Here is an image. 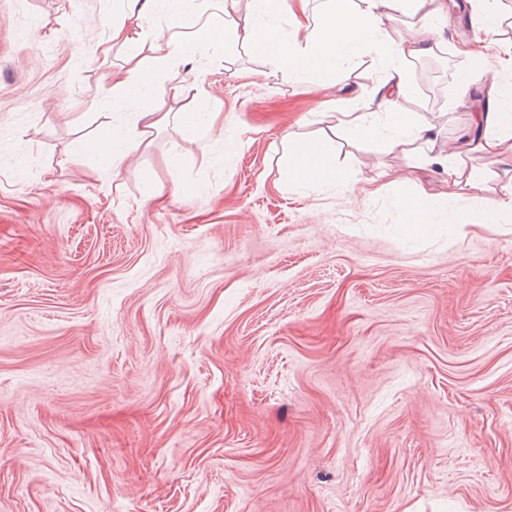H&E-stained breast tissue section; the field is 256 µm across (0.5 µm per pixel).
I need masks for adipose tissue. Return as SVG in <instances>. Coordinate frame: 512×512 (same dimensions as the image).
I'll use <instances>...</instances> for the list:
<instances>
[{"label":"adipose tissue","mask_w":512,"mask_h":512,"mask_svg":"<svg viewBox=\"0 0 512 512\" xmlns=\"http://www.w3.org/2000/svg\"><path fill=\"white\" fill-rule=\"evenodd\" d=\"M242 0H129L138 15L163 14L167 17L166 31L152 33L149 56H142L137 40L128 28L112 25L102 52L112 46L128 47L125 93L112 102L114 110L126 108L137 101L139 124L130 131L109 129L112 148L102 154L104 162L120 166L130 156L133 147L150 143L152 136L170 122H177L185 135H195L202 121H216V114H203L199 108L185 112H165L161 105L170 94L176 93L173 84L189 49H208L223 45L230 39L251 41L260 54L288 79L302 81L311 76L325 80L337 77L343 63L366 52L385 57V94L375 108L354 114L351 131L364 138L381 140L389 149H406L424 143L437 125L427 119H416L404 112L402 103L413 89L405 80V62L430 55L433 50L431 34L436 17L443 7H428L427 0H323L317 21L308 16L309 0H243L245 11H238ZM412 16V33L392 39L385 34V20L391 13ZM292 15L294 29L283 33L278 21ZM386 116L390 134H382L376 120ZM482 133L470 139L471 150L489 155L501 153L512 142V114L488 112L478 117ZM284 171L302 186L336 189L345 183L344 173L337 168L334 150L329 143L294 142L288 148Z\"/></svg>","instance_id":"adipose-tissue-1"}]
</instances>
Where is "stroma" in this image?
<instances>
[{
    "label": "stroma",
    "instance_id": "35a3bbf8",
    "mask_svg": "<svg viewBox=\"0 0 512 512\" xmlns=\"http://www.w3.org/2000/svg\"><path fill=\"white\" fill-rule=\"evenodd\" d=\"M431 55L429 155L486 107L457 48L481 0H446ZM122 0H0V512H512V152H466L478 187L335 133L384 74L291 81L249 43L187 52L161 130L119 168L85 148L112 123ZM335 148L340 190L286 181L284 134ZM447 199L424 235L399 197ZM466 224L452 235L449 225Z\"/></svg>",
    "mask_w": 512,
    "mask_h": 512
}]
</instances>
